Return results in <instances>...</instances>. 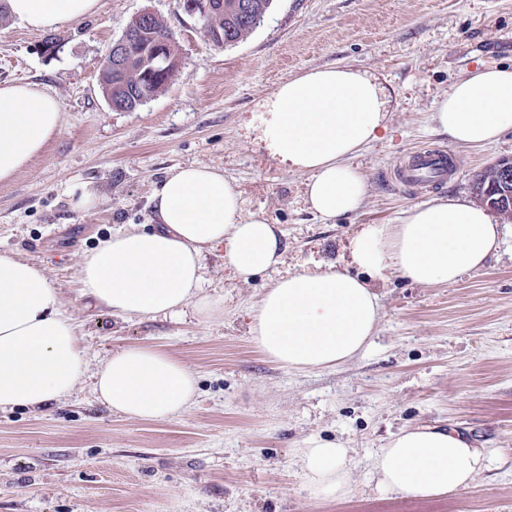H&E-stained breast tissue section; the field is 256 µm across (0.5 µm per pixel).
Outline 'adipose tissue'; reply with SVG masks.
<instances>
[{
    "label": "adipose tissue",
    "instance_id": "obj_1",
    "mask_svg": "<svg viewBox=\"0 0 512 512\" xmlns=\"http://www.w3.org/2000/svg\"><path fill=\"white\" fill-rule=\"evenodd\" d=\"M28 27H61L95 14L99 0H7ZM387 100L354 67H316L288 77L267 100L260 138L272 156L308 174L310 209L332 220L353 213L366 193L350 160L385 126ZM432 119L449 144L480 148L512 131V64L481 66L451 85ZM63 113L37 84L0 83V182L13 179L57 135ZM154 225L112 233L79 261L82 295L125 316H224V298L203 292L206 253L223 250L235 277L249 282L284 261L265 217L244 215L223 171L181 166L152 192ZM502 243L486 210L462 198L415 206L399 224H371L351 241L353 270L328 266L295 273L263 293L250 334L273 362L299 372L336 367L365 351L381 320L371 282L395 272L424 285H449L481 269ZM87 371L78 326L62 309L42 266L0 255V410L42 407L70 395ZM196 376L155 347L133 346L94 374L97 398L132 419L180 415L195 397ZM303 484L316 499L352 491L354 459L339 442L297 451ZM498 451L472 447L459 431L435 425L394 434L371 461L377 489L410 498L468 488L495 464Z\"/></svg>",
    "mask_w": 512,
    "mask_h": 512
}]
</instances>
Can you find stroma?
Returning a JSON list of instances; mask_svg holds the SVG:
<instances>
[{
  "label": "stroma",
  "mask_w": 512,
  "mask_h": 512,
  "mask_svg": "<svg viewBox=\"0 0 512 512\" xmlns=\"http://www.w3.org/2000/svg\"><path fill=\"white\" fill-rule=\"evenodd\" d=\"M146 8L177 33L178 72L135 111H116L100 68ZM511 62L512 0H273L260 26L231 45L212 43L177 0H100L95 14L43 30L0 16V82L37 84L64 116L42 155L0 182V254L46 269L89 370L119 348L154 344L197 376L194 403L163 420L112 411L87 377L48 407L1 410L0 512H512V222L493 215L501 248L455 284L426 287L395 273L375 281L381 321L370 348L344 364L300 373L270 361L249 335L273 281L344 266L363 225L472 197L480 170L512 158L510 133L478 152L454 148L458 172L443 187L417 194L393 177L412 151L448 146L431 115L455 81ZM336 65L375 77L388 115L379 139L351 160L368 184L361 207L325 221L305 203V174L274 159L259 128L282 80ZM192 163L222 170L244 212L277 225L283 265L243 283L223 250L208 254L204 284L224 292L219 321L130 319L82 298L81 253L123 225L149 223L156 184ZM82 183L98 190L96 208L73 207ZM423 423L453 427L502 461L452 496L376 491L372 457ZM336 441L352 450L353 491L314 499L297 451Z\"/></svg>",
  "instance_id": "obj_1"
}]
</instances>
